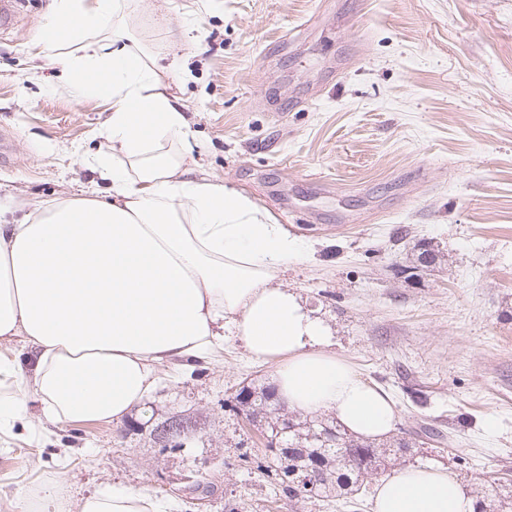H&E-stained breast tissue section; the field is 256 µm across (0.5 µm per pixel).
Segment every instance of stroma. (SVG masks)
<instances>
[{
  "label": "stroma",
  "instance_id": "obj_1",
  "mask_svg": "<svg viewBox=\"0 0 512 512\" xmlns=\"http://www.w3.org/2000/svg\"><path fill=\"white\" fill-rule=\"evenodd\" d=\"M51 0L0 27V201L47 204L98 183L109 103L60 79L63 41H35ZM126 29L167 71L191 122L189 167L247 192L303 242L278 284L332 351L386 391L410 448L386 474L447 468L465 486L512 474V0H127ZM441 260L416 278L418 240ZM273 363L234 339L217 359L159 367L125 433L44 423L29 400L0 431V512H65L108 486L171 512H340L297 503L257 468L262 430L224 401ZM192 420L186 448L153 429ZM431 427L453 438L419 434Z\"/></svg>",
  "mask_w": 512,
  "mask_h": 512
}]
</instances>
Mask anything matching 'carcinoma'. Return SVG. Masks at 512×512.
Returning <instances> with one entry per match:
<instances>
[{"label": "carcinoma", "mask_w": 512, "mask_h": 512, "mask_svg": "<svg viewBox=\"0 0 512 512\" xmlns=\"http://www.w3.org/2000/svg\"><path fill=\"white\" fill-rule=\"evenodd\" d=\"M417 247L415 269L435 266L438 254L429 242L422 240ZM275 398L272 389L247 385L225 399L224 406L263 424L268 446L258 468L292 500L353 502L363 493L368 476L409 449V441L404 438L389 447L356 439L321 416L300 420L291 415L284 422Z\"/></svg>", "instance_id": "1"}]
</instances>
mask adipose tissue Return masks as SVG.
Returning a JSON list of instances; mask_svg holds the SVG:
<instances>
[{
  "label": "adipose tissue",
  "mask_w": 512,
  "mask_h": 512,
  "mask_svg": "<svg viewBox=\"0 0 512 512\" xmlns=\"http://www.w3.org/2000/svg\"><path fill=\"white\" fill-rule=\"evenodd\" d=\"M124 0H54L45 31L79 41L61 78L111 100L109 152L97 192L0 224V421L29 398L50 422H122L156 385L159 366L213 357L232 334L274 363L278 400L333 413L347 434L378 439L394 426L389 397L327 349L326 329L278 286L300 240L242 191L186 166L190 125L150 56L123 31ZM112 36L94 39L104 23ZM447 469L414 466L381 481L373 512H474ZM79 512H167L149 494L104 489Z\"/></svg>",
  "instance_id": "ef3b65f1"
}]
</instances>
